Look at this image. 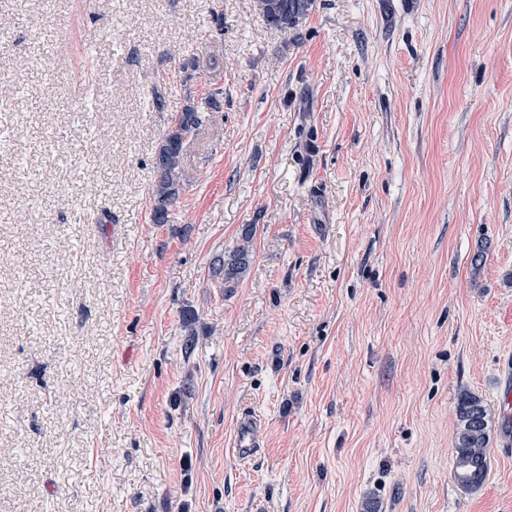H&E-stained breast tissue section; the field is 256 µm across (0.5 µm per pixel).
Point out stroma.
Masks as SVG:
<instances>
[{"label":"stroma","instance_id":"stroma-1","mask_svg":"<svg viewBox=\"0 0 512 512\" xmlns=\"http://www.w3.org/2000/svg\"><path fill=\"white\" fill-rule=\"evenodd\" d=\"M511 354L512 0H0V512H512ZM256 9L266 24L279 31L295 29L309 15L314 0H255ZM224 90L212 89L205 106L186 105L181 112L172 116L170 124L163 133L155 153L154 169L157 173L152 197V220L155 224H165L169 219V208L178 200L183 182L181 168L184 141L205 119V112L217 106L219 96ZM256 226L246 224L242 228V243L227 254L218 256L212 264L214 276H222L224 286L228 283L235 284L241 275L248 269L251 262L252 251L250 243L253 239ZM501 392L503 393L504 400V443L506 446H508L510 445V434L512 437V373L510 370L504 371L503 373V378L501 381ZM456 422L454 479L463 488L477 490L488 469L491 412L479 396L464 392L458 398ZM262 426V419L256 414H246L237 425L234 453L240 460H249L258 448L256 435Z\"/></svg>","mask_w":512,"mask_h":512}]
</instances>
